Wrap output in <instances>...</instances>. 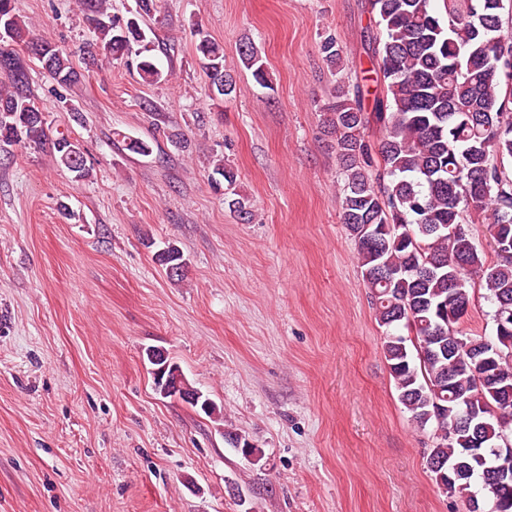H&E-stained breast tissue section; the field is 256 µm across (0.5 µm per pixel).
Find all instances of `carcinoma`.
I'll return each instance as SVG.
<instances>
[{"instance_id": "obj_1", "label": "carcinoma", "mask_w": 512, "mask_h": 512, "mask_svg": "<svg viewBox=\"0 0 512 512\" xmlns=\"http://www.w3.org/2000/svg\"><path fill=\"white\" fill-rule=\"evenodd\" d=\"M433 2L369 0L378 32L368 56L381 96L368 112L362 86L342 83L322 112L345 175L342 223L357 245L376 319L385 328L382 350L397 398L418 428H432L426 469L437 481L434 464H460L472 475L454 480L451 494L471 501L478 481L483 496L499 500L497 512H512V488L491 492L484 466L463 453L472 429L463 426L461 408L466 399L480 409L486 445L512 436V177L502 167L504 158L512 159V43L503 35L505 0H447L445 19ZM78 3L92 27L88 57L133 55L143 82L161 80L163 72L150 55L152 41L138 22V16L157 10V0H137L136 15L124 22L108 13L106 0ZM194 35L213 94L231 95L235 81L224 69V48L199 25ZM0 40L8 43L0 50V143L47 145L73 181L87 179L90 166L79 141L53 132L43 109L16 91L25 80L17 48L31 52L41 46L45 71L61 87L81 84L85 74L64 48L15 13L14 0H0ZM320 51L328 64H341L343 50L334 36L323 37ZM239 55L259 85L272 86L251 42L241 43ZM373 125L382 133L375 150L365 140ZM213 174L214 182L224 179L231 206L248 214L247 199L237 195L234 168L217 159ZM485 213L490 227L499 228L493 241L507 243L495 262L473 242L448 238L450 227L473 224ZM157 258L165 268L187 266L173 244ZM477 286L492 305V336L467 333L456 316L457 306L472 302ZM450 335L460 347L492 342L497 354L484 373L496 380L479 385L474 373L459 370L448 351ZM155 357L157 350H147L150 364L161 370L154 377L159 394L220 418L219 406L193 386L173 358L155 362ZM224 439L255 453L234 430L224 431Z\"/></svg>"}]
</instances>
